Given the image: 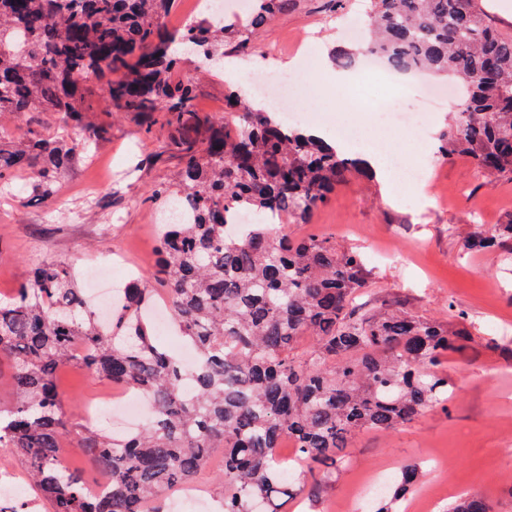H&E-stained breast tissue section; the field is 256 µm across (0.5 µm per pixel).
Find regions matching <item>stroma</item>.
Returning a JSON list of instances; mask_svg holds the SVG:
<instances>
[{
    "label": "stroma",
    "instance_id": "obj_1",
    "mask_svg": "<svg viewBox=\"0 0 512 512\" xmlns=\"http://www.w3.org/2000/svg\"><path fill=\"white\" fill-rule=\"evenodd\" d=\"M368 0H344L329 13L326 0H296L288 12L250 30L251 50H238L228 39L224 60L235 61L241 73L270 71L279 65L297 67L302 56L331 57L340 42L360 38ZM284 45L281 54L266 53L270 44ZM179 78L192 91L195 107L209 114L223 108L230 91L242 83L196 70L192 55L180 57ZM93 95L86 102L106 135L89 156L76 160L56 181L55 197L32 189L29 175L0 186V302L27 281L35 264L61 263L72 271L111 263L118 279L153 280L159 259V220L163 199L156 188L175 185L180 169L169 150L170 132L146 129L142 119L118 111L97 96L98 76H88ZM424 79H414L393 96L359 101L348 109L323 99L318 87L298 86L295 111L303 128L316 127L335 138L340 126L357 128L373 148L391 155L419 145L411 161H425L428 180L415 207L388 196L378 179L352 176L308 223L280 224L292 237H329L362 253L367 281L356 296L359 304L381 306L393 301L437 321H452L454 309L467 312L472 330L469 353L443 362L454 386L447 408H434L413 422L387 433L360 432L344 450L346 460L330 475L318 500L299 492L304 512H369L360 501L370 473L392 481L418 466L425 476L402 505L408 512H439L461 495L478 496L492 512H512V358L490 351L493 322L512 320V264L499 251L466 250L465 237L491 234L512 221V180L487 177L467 157L448 160L438 154L439 137L456 112L455 103L431 112L424 121L402 130L399 138L380 135L381 113L419 111ZM122 170L110 180L111 170ZM110 180L97 200L85 199V183ZM60 386L71 421L84 422L82 407L112 390L111 382L80 367L63 370Z\"/></svg>",
    "mask_w": 512,
    "mask_h": 512
}]
</instances>
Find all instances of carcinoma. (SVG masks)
I'll use <instances>...</instances> for the list:
<instances>
[{
  "mask_svg": "<svg viewBox=\"0 0 512 512\" xmlns=\"http://www.w3.org/2000/svg\"><path fill=\"white\" fill-rule=\"evenodd\" d=\"M175 3L0 0V115L60 112L73 129L0 146V181L27 172L50 196L58 175L102 138L82 107L90 73L104 77L113 106L176 132L180 182L163 193L184 218L164 225L158 283L199 353L188 370L158 342L147 319L156 289L140 280L102 316L67 267H34L0 303V363L10 365L17 394L0 413V448L24 464L45 512H164L166 495L195 482L215 454L224 457L218 512H285L295 488L277 454L284 439L316 497L351 435L394 429L447 404L440 366L468 349L466 333L400 304L353 305L363 258L330 238H289L269 224L227 233L240 208L307 223L363 162L251 110L239 94L228 95L233 113L222 124L197 111L170 45L192 48L211 71L224 31L239 25L199 21L176 31L168 23ZM293 6L258 0L250 27ZM367 16V37L336 49V66L374 54L399 74L454 78L461 95L440 156L462 154L512 179V34L479 0H370ZM467 246L512 261V223ZM306 337L312 348L300 355ZM72 364L143 395L153 414L142 431L117 439L70 422L58 373ZM69 435L89 468L107 475L105 491L62 457ZM421 478L415 467L402 471L375 512H397ZM442 512L491 509L463 497Z\"/></svg>",
  "mask_w": 512,
  "mask_h": 512,
  "instance_id": "obj_1",
  "label": "carcinoma"
}]
</instances>
